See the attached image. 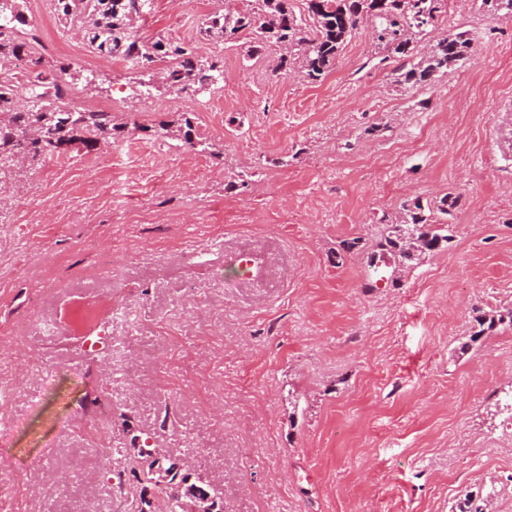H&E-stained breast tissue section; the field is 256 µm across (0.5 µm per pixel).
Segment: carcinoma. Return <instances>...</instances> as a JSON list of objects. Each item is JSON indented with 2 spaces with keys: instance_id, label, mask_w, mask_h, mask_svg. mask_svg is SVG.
I'll use <instances>...</instances> for the list:
<instances>
[{
  "instance_id": "1",
  "label": "carcinoma",
  "mask_w": 512,
  "mask_h": 512,
  "mask_svg": "<svg viewBox=\"0 0 512 512\" xmlns=\"http://www.w3.org/2000/svg\"><path fill=\"white\" fill-rule=\"evenodd\" d=\"M58 19L84 26L88 47L95 53L112 56L149 72L159 62L163 87L177 93L200 95L221 82L224 66L201 63L192 47L160 37L145 44L133 35L131 22L140 16L143 0H53ZM253 8L225 7L210 14L200 27V34L217 42L235 43L243 39L252 43L253 56L269 47L280 49L275 70L288 74L299 69L311 82L323 79L345 48L359 23L372 19V39L375 45L390 55L405 59L395 73V82L416 90L439 73L464 61L473 49L475 37L469 30L450 34L429 45L426 51L420 43L435 27L443 0H305L307 16L296 15L291 0H254ZM479 8L502 20H512V0H478ZM25 0H0V69L31 55L35 35L25 36L27 25L23 14ZM59 73L39 71L29 81L32 99L30 110L18 112L14 99L18 85L0 81V175L12 173L48 157L60 156L75 144L90 150L109 144L120 126L110 112H78L67 108L63 98L67 85ZM166 134L185 144L207 151L213 145L194 133L189 119L171 129L161 125ZM461 196L450 193L434 206H424L418 198L403 204L405 217L384 240L381 252L404 264L421 254L432 252L449 240L448 224L459 206ZM481 330L471 336L477 340L482 326L492 329L496 324L512 326V310L497 318H477ZM152 435L132 438L126 456L132 466L119 461L106 466L103 477L107 482L122 485L132 478L143 488L154 487L161 473L177 471L179 478H170L160 493L171 499V512H191L194 486L206 490L215 498V512H223L222 493L212 483L192 475L189 469L176 470L180 457L156 447ZM492 492L466 495L458 501V512H487Z\"/></svg>"
}]
</instances>
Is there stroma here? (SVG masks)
I'll list each match as a JSON object with an SVG mask.
<instances>
[{
	"label": "stroma",
	"mask_w": 512,
	"mask_h": 512,
	"mask_svg": "<svg viewBox=\"0 0 512 512\" xmlns=\"http://www.w3.org/2000/svg\"><path fill=\"white\" fill-rule=\"evenodd\" d=\"M215 4L151 0L134 25L234 58L221 88L188 97L141 92L139 70L26 2L67 107L125 129L0 193V426L60 374L0 446V512L19 495L29 512H138L102 462L141 433L212 479L224 512H452L488 489L490 512H512V326L476 321L512 309V21L450 0L431 39L478 40L407 91L376 66L370 25L310 84L274 71V51L203 40ZM186 118L212 151L164 136ZM451 192L449 242L368 266L404 201ZM32 317L41 335H19Z\"/></svg>",
	"instance_id": "stroma-1"
}]
</instances>
